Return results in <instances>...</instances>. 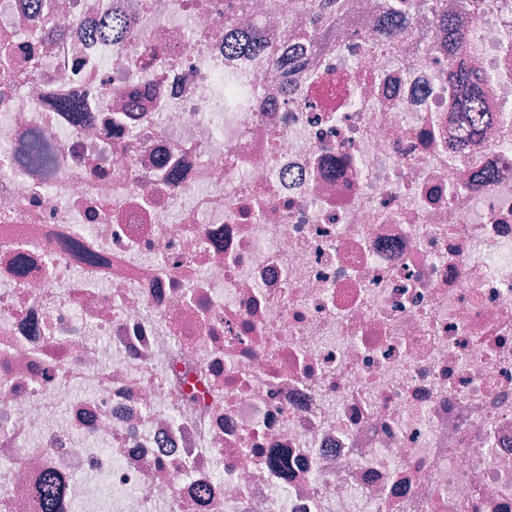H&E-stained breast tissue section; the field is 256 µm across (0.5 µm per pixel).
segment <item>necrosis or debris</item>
Masks as SVG:
<instances>
[{"label":"necrosis or debris","mask_w":512,"mask_h":512,"mask_svg":"<svg viewBox=\"0 0 512 512\" xmlns=\"http://www.w3.org/2000/svg\"><path fill=\"white\" fill-rule=\"evenodd\" d=\"M440 2L0 0V512H512V0ZM130 26V20L125 15L120 11H112L101 21L98 35L105 40L120 41L127 35Z\"/></svg>","instance_id":"necrosis-or-debris-1"}]
</instances>
